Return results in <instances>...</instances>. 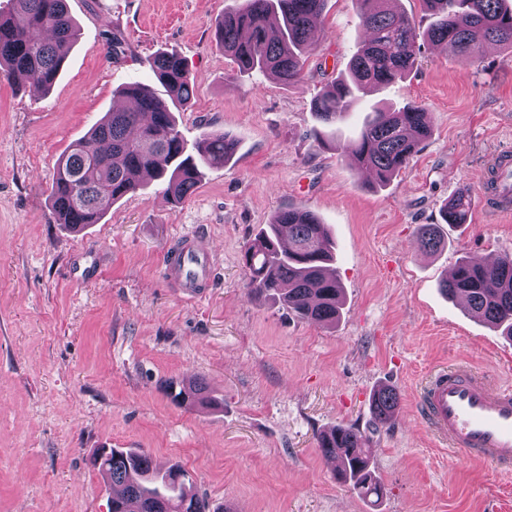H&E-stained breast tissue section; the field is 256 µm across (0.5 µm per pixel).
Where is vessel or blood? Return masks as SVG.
Masks as SVG:
<instances>
[{"mask_svg":"<svg viewBox=\"0 0 512 512\" xmlns=\"http://www.w3.org/2000/svg\"><path fill=\"white\" fill-rule=\"evenodd\" d=\"M495 188L482 190L481 205L503 215L512 213V153L495 158ZM214 259L209 239L191 231L166 250L165 274L184 299L199 301L214 286ZM417 412L449 453L512 470V388L493 387L481 373L463 365L431 372L420 388Z\"/></svg>","mask_w":512,"mask_h":512,"instance_id":"1","label":"vessel or blood"}]
</instances>
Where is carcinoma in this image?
<instances>
[{
  "instance_id": "1",
  "label": "carcinoma",
  "mask_w": 512,
  "mask_h": 512,
  "mask_svg": "<svg viewBox=\"0 0 512 512\" xmlns=\"http://www.w3.org/2000/svg\"><path fill=\"white\" fill-rule=\"evenodd\" d=\"M359 26L366 33L352 56L348 72L326 84L312 111L325 125L341 121L359 103L361 93L381 89L410 71L424 36L454 47L468 60L486 43L512 49V9L504 0H423L431 15L425 33L396 0H357ZM12 12L0 14V75L43 91L55 85L77 33L66 0H12ZM326 0H243L224 12L217 41L239 76L273 75L288 85L302 74L301 54L322 15ZM163 87L161 97L146 85L132 84L122 95L135 101L129 110H113L60 159L50 198L61 224L78 229L99 222L105 211L140 188L142 178L162 183L179 203L195 190L203 170L222 167L235 154L236 141L221 132L203 135L197 155L187 153L171 107L185 106L192 94L190 72L173 52H159L143 61ZM424 108H377L365 117L348 145L354 159L374 170L385 184L406 167L418 143L429 136ZM471 199L462 190L443 209L447 224L467 220ZM422 249L436 252L442 236L435 224L418 229ZM335 243L327 225L305 207L276 212L244 248L242 264L248 289L256 298H273L300 319L332 324L343 305V289L332 269ZM441 290L451 299H467L475 317L512 337V255L493 264L466 256ZM171 400H208L205 386L192 382L168 386ZM398 407L389 387L372 396L375 421L386 424ZM336 440L319 439L322 455L339 456L341 482L361 495L380 496L382 486L371 469L366 436L356 428L335 427ZM89 464L122 493L112 495L109 512H209L207 501L190 492L186 474L160 468L142 449L99 448Z\"/></svg>"
}]
</instances>
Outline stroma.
<instances>
[{
	"label": "stroma",
	"instance_id": "stroma-1",
	"mask_svg": "<svg viewBox=\"0 0 512 512\" xmlns=\"http://www.w3.org/2000/svg\"><path fill=\"white\" fill-rule=\"evenodd\" d=\"M240 3L68 0L78 39L54 87L0 76V512H108L112 489L88 463L102 447L180 464L211 512H512V473L436 451L416 412L437 365L465 362L512 385V341L440 291L460 258L512 253V218L475 204L466 223L442 222L444 203L477 192L490 158L512 149V50L487 44L464 60L425 40L404 78L367 93L369 105L423 104L431 129L381 186L347 159L363 110L333 142L311 110L363 37L356 0H328L288 85L234 76L215 28ZM160 51L191 73L192 98L176 114L188 146L221 131L237 153L182 202L154 182L72 231L49 199L57 162L124 104L126 84H154L144 61ZM298 206L336 240L344 305L333 327L247 288L242 250ZM438 223L445 246L424 252L417 229ZM195 230L219 260L199 302L163 270L170 242ZM194 381L213 406L168 398L169 383ZM384 386L400 404L379 426L371 398ZM336 426L368 438L380 497L337 482L318 449Z\"/></svg>",
	"mask_w": 512,
	"mask_h": 512
}]
</instances>
